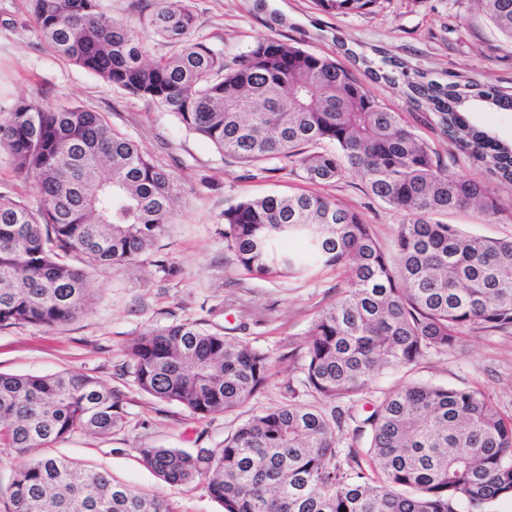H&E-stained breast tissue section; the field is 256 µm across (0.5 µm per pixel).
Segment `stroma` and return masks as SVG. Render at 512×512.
I'll use <instances>...</instances> for the list:
<instances>
[{
  "instance_id": "obj_1",
  "label": "stroma",
  "mask_w": 512,
  "mask_h": 512,
  "mask_svg": "<svg viewBox=\"0 0 512 512\" xmlns=\"http://www.w3.org/2000/svg\"><path fill=\"white\" fill-rule=\"evenodd\" d=\"M193 6V38L228 61L257 41L275 38L344 64L353 54L377 65L396 60L412 80L444 83L454 73L512 90V44L487 22L476 0H384L375 14L348 16L325 14L314 0H193ZM364 85L380 103L401 113L450 170L486 180L483 169L452 150L431 109L412 108L401 89L387 83L368 79ZM21 98L77 103L103 113L113 129L171 173L177 186L174 223L158 247L180 273L167 278L146 262L90 270L92 300L75 320L54 328L26 324L0 329V372L75 371L121 391L127 412L123 427L108 436L74 434L50 445L49 454L106 471L139 492L163 496L175 512H222L203 484L172 486L160 480L139 460L137 447L218 449L243 420L279 405L289 391L310 402L298 345L342 285L332 271L305 278L241 273L224 247L225 208L247 196L318 193L359 211L387 246L404 217L369 195L356 176L319 185L287 166L262 173L225 158L172 113L57 56L43 43L27 0H0V105ZM492 188L508 205L504 213L487 220L464 210L448 216V223L469 235L512 238V184L496 182ZM185 322L267 352L274 364L267 388L239 410L203 420L141 392L130 375L127 345L147 330ZM414 383L480 390L511 417L512 331L475 332L453 351L432 352L411 367L384 370L362 400L376 404Z\"/></svg>"
}]
</instances>
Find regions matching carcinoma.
<instances>
[{"instance_id":"cac0c4a2","label":"carcinoma","mask_w":512,"mask_h":512,"mask_svg":"<svg viewBox=\"0 0 512 512\" xmlns=\"http://www.w3.org/2000/svg\"><path fill=\"white\" fill-rule=\"evenodd\" d=\"M43 41L103 81L173 113L224 156L262 172L297 166L313 184L358 176L405 216L393 251L363 215L317 194L245 197L224 209V245L261 277L345 274L336 300L302 343L304 383L317 404L289 400L254 414L218 450L141 447L170 485L205 484L223 512H472L512 498V418L477 389L413 384L367 414L340 403L384 369L408 368L462 337L512 330V239L463 233L440 217L504 211L484 182L458 175L400 113L380 104L336 61L264 39L231 63L193 40L192 0L133 5L168 48L151 58L139 30L99 0H28ZM322 11L372 14L383 0H314ZM512 43V0H478ZM455 149L512 183V145L471 126L477 107L512 110V93L472 79L404 81ZM33 180L36 210L0 194V328L56 327L90 304L88 271L137 262L173 223L176 185L104 116L27 99L0 109V152ZM134 383L199 419L234 411L267 386L271 357L198 323L152 329L127 346ZM125 423L123 395L69 371L0 373V447L24 455L75 433ZM369 435L340 461L339 433ZM3 512H175L103 471L48 455L18 465Z\"/></svg>"}]
</instances>
